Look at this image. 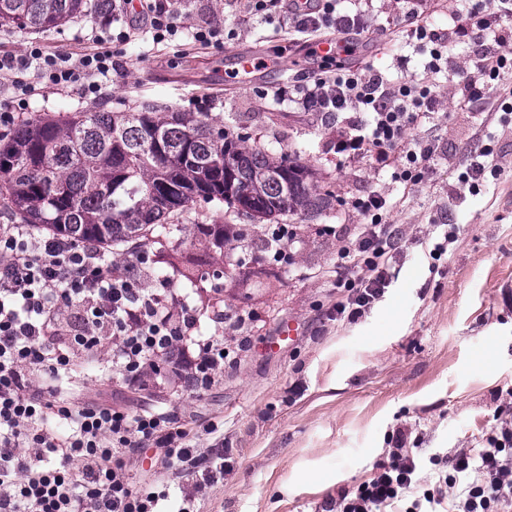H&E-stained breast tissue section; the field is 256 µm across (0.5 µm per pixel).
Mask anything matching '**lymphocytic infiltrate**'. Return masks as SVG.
I'll return each mask as SVG.
<instances>
[{"mask_svg":"<svg viewBox=\"0 0 512 512\" xmlns=\"http://www.w3.org/2000/svg\"><path fill=\"white\" fill-rule=\"evenodd\" d=\"M402 32L423 56V74H408L399 59L401 80L367 73L344 63L322 64L293 89L300 110L341 116L334 150L341 160L371 158L391 171L393 182L414 186L437 152L434 141L411 140L410 133L437 106L434 78L448 69V39L459 35L487 44L463 73L467 101L484 99L492 81L512 72V53L500 50L512 0H463L447 32L421 18L418 0H407ZM251 14L282 15L291 30L305 36L307 57H317L319 34L342 36V50L353 54L348 37L363 33L369 11L364 0H247ZM111 51L86 55L69 65L60 53L29 46L25 57L0 56V72L36 66L54 85L83 83L99 92L96 74L112 68ZM364 216L348 234L336 266L338 298L332 320L356 321L385 293V272L399 247L400 234L386 220L387 199L379 192L352 198ZM79 314L65 333L54 330L58 315L70 307ZM176 306L171 282L143 287L130 274H113L101 249L89 243L34 235L24 224L0 225V512H156L160 495L133 488L125 461L153 447L169 468L193 459L190 434L165 412L129 415L108 403H75L66 395L79 351L97 347L103 337L119 343L107 369L109 377L134 384L144 380L155 358L186 386L206 390L224 374V339L191 335L197 316L189 305ZM58 418L69 426L58 434L47 425ZM393 460L378 466L355 493L344 495L336 512H381L421 485V469L407 446L408 433L396 429ZM461 488L455 512H503L512 508V421L503 423L486 448L461 450L448 459L430 506L443 505L449 489Z\"/></svg>","mask_w":512,"mask_h":512,"instance_id":"f902f5d3","label":"lymphocytic infiltrate"}]
</instances>
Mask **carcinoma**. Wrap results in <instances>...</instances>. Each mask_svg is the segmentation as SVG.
Listing matches in <instances>:
<instances>
[{
    "mask_svg": "<svg viewBox=\"0 0 512 512\" xmlns=\"http://www.w3.org/2000/svg\"><path fill=\"white\" fill-rule=\"evenodd\" d=\"M105 0H0V26L47 31ZM313 169L274 156L191 112L77 108L34 116L0 133V202L13 219L49 234L136 253L170 239V219L196 202L277 223L330 208ZM208 248L224 254L246 239L235 225L199 224Z\"/></svg>",
    "mask_w": 512,
    "mask_h": 512,
    "instance_id": "cac0c4a2",
    "label": "carcinoma"
}]
</instances>
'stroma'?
Segmentation results:
<instances>
[{
    "label": "stroma",
    "mask_w": 512,
    "mask_h": 512,
    "mask_svg": "<svg viewBox=\"0 0 512 512\" xmlns=\"http://www.w3.org/2000/svg\"><path fill=\"white\" fill-rule=\"evenodd\" d=\"M163 2L177 34L158 42L150 30H136L100 94H86L79 83H45L29 69L0 75V109L19 121L77 107L134 111L145 103L192 112L270 152L300 154L336 201L304 220L287 217L284 259L262 247L272 224L245 216L237 219L249 244L243 264L207 256L199 273L208 311L194 333L223 335L236 353L212 388L190 392L176 383L142 387L109 379L110 336L76 357L78 402L114 401L133 415L163 409L190 431L199 454L224 445L218 479L203 467L161 472L154 449L146 448L127 463L131 485L167 489L169 512H328L387 462L397 428L409 430V448L425 461L485 447L500 413L512 410V117L502 112L497 89L473 104L457 81L441 80L437 112L412 132L434 139L438 153L422 183L396 186L390 171L369 159L340 162L335 126L279 98L278 88L309 68L304 49L277 57L251 81L237 79L234 51L276 56L287 29L257 17L242 22L245 5L233 9L225 0ZM372 7L379 30L353 59L394 79L397 58L413 53L400 32L404 4L374 0ZM111 22L110 15L92 14L46 32L0 27V53L21 55L35 42L76 61L97 50L95 37ZM209 22L234 30V39L195 41V29ZM18 81L30 87L22 105L12 89ZM476 154L485 176L474 196L459 176ZM368 190L389 192L387 217L402 233L401 249L382 300L356 322L330 321L342 239L361 221L348 202ZM228 221L224 206L212 203L178 215L181 244L147 247L142 284L151 286L159 271L192 254L196 225ZM448 231L453 243L431 259L432 242ZM216 269L222 278H213ZM290 321L298 336L279 340Z\"/></svg>",
    "instance_id": "1"
}]
</instances>
